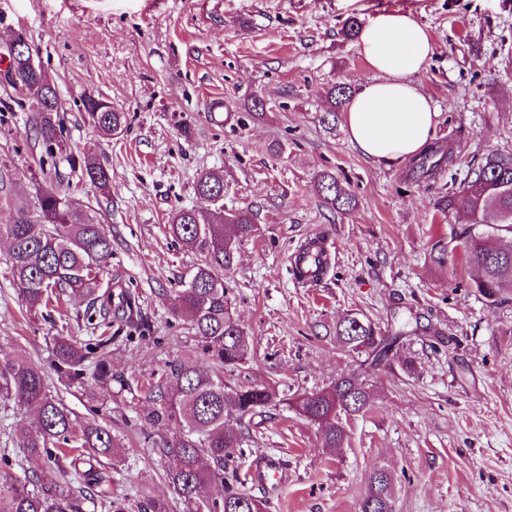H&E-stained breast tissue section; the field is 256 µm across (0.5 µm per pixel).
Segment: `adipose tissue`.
Returning <instances> with one entry per match:
<instances>
[{"instance_id":"ef3b65f1","label":"adipose tissue","mask_w":512,"mask_h":512,"mask_svg":"<svg viewBox=\"0 0 512 512\" xmlns=\"http://www.w3.org/2000/svg\"><path fill=\"white\" fill-rule=\"evenodd\" d=\"M359 56L374 77L348 102L351 143L374 161L402 162L429 144L437 114L416 82L434 54L427 29L410 15H379L359 34Z\"/></svg>"}]
</instances>
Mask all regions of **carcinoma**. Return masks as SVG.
Segmentation results:
<instances>
[{"label":"carcinoma","mask_w":512,"mask_h":512,"mask_svg":"<svg viewBox=\"0 0 512 512\" xmlns=\"http://www.w3.org/2000/svg\"><path fill=\"white\" fill-rule=\"evenodd\" d=\"M15 76L8 87L17 93L40 83V100L32 105L30 122L45 148L46 158L40 160L42 175L52 177V167L63 159L72 172L88 179L101 193L110 192V174L100 162L88 156L63 155L64 125L57 88L40 63L32 68L28 59H18ZM349 97L350 87L343 83L328 88V109L321 119L326 129H336L337 112ZM79 108L105 136L127 130V113L100 94L81 95ZM439 153L440 147L429 148L414 162L413 171L434 175L441 163ZM195 192L205 206L178 209L167 224L174 240L202 257L175 289L172 311L188 321L189 333L210 365L203 368L189 358L167 361L165 381L144 387V398L153 409L143 416V428L160 422L174 426L172 439L164 441L157 452L167 462L166 478L186 512H264L262 501L239 489L247 475L232 465L231 458L243 436L228 425L227 418H251L279 405L278 386L244 381L232 386L224 381L225 373L245 370L250 360L248 336L229 311L224 271L233 266L237 245L255 237L257 228L248 210H224V177L219 172H201ZM317 192L331 210L349 211L356 206L353 193L331 172L317 175ZM438 209L468 216L459 237L476 268L471 287L489 304H497L502 284L512 283V154H491L468 168L458 189L441 197ZM0 240L9 246L12 286L31 311L67 292L87 300L88 309L98 312L109 328L112 312L130 309L135 303L127 293L115 294L112 282L104 279L112 260V234L59 192L35 187L32 206L17 209L11 223L0 224ZM335 333L336 342L357 355L359 368L339 375L330 387L306 393L289 404L318 425L323 447L334 449L345 447L349 419L366 414L374 405L363 372L388 362L389 351L400 340L355 313L338 321ZM111 343L112 337L101 335L96 346L87 349L68 337H58L53 368L62 381L83 384L89 355L94 354L91 379L108 385L113 378L107 351ZM0 400L33 410V419L15 429L14 439L30 461L41 463L22 478L0 471V512H84L85 489L93 491L104 512H128L125 501L112 497V476L102 468L101 458L119 457L118 442L96 421L78 420L47 390L41 369L0 352ZM64 448L77 452L70 461L73 482L58 477L46 465ZM218 482L224 485V496H208L207 487ZM394 491L392 472L383 465L373 466L358 512H394Z\"/></svg>","instance_id":"obj_1"}]
</instances>
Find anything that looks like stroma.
I'll return each instance as SVG.
<instances>
[{
  "instance_id": "obj_1",
  "label": "stroma",
  "mask_w": 512,
  "mask_h": 512,
  "mask_svg": "<svg viewBox=\"0 0 512 512\" xmlns=\"http://www.w3.org/2000/svg\"><path fill=\"white\" fill-rule=\"evenodd\" d=\"M393 11L413 16L434 43L417 82L437 112L431 142L452 150L453 166L429 178H416L409 160H367L344 124L329 132L320 122L329 85L356 92L373 77L341 37L343 23ZM18 32L57 87L68 150L112 176L105 197L63 163L52 185L111 230L108 271L139 305L112 326L111 385H67L52 374L47 384L78 419L120 441L112 494L129 512L150 499L185 512L154 450L171 428L143 430L151 404L140 387L166 361L198 355L171 298L201 257L172 242L165 225L173 210L201 207L195 183L205 169L223 174L225 208L249 209L260 229L239 246L224 286L252 345L247 377L277 384L285 398L252 419L234 452L247 473L262 458L278 460L285 481L250 479L244 491L265 512H358L378 463L395 474V512H512V284L495 306L470 287L456 237L466 219L437 208L452 174L512 154V0H0V69ZM89 92L127 112L121 136L100 135L79 112ZM256 95L274 102L260 119L244 108ZM217 100L232 113L221 125L209 117ZM29 116L0 86V224L33 202L44 149ZM323 170L355 195L353 210L325 207L314 182ZM316 237L331 264L305 286L289 257ZM440 239L454 253L444 269L429 257ZM6 253L0 246V351L48 370L55 337L90 336L87 304L29 312ZM350 313L411 339L390 367L366 373L375 408L350 420L347 447L334 451L287 402L356 367L334 336ZM28 416L0 402V455L17 476L27 463L13 434Z\"/></svg>"
}]
</instances>
